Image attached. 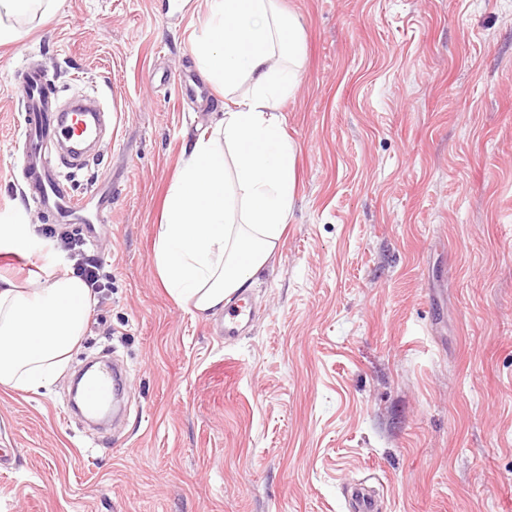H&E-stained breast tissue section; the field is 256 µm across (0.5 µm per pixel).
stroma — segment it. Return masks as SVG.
<instances>
[{
  "instance_id": "obj_1",
  "label": "stroma",
  "mask_w": 512,
  "mask_h": 512,
  "mask_svg": "<svg viewBox=\"0 0 512 512\" xmlns=\"http://www.w3.org/2000/svg\"><path fill=\"white\" fill-rule=\"evenodd\" d=\"M65 0L0 46V225L45 226L14 163L17 71L112 111L78 199L112 190L95 242L108 287L55 382L0 389V512H512V0H278L303 29L284 103L297 192L233 341L163 287L153 246L187 143L224 94L197 75L203 0ZM73 233L0 242L19 283L74 267ZM129 370L105 435L69 408L84 364Z\"/></svg>"
}]
</instances>
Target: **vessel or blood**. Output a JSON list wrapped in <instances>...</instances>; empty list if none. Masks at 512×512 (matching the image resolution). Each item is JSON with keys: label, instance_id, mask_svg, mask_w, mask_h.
<instances>
[{"label": "vessel or blood", "instance_id": "b4317fda", "mask_svg": "<svg viewBox=\"0 0 512 512\" xmlns=\"http://www.w3.org/2000/svg\"><path fill=\"white\" fill-rule=\"evenodd\" d=\"M22 104L29 118L24 128V148L16 166L25 177L27 196L40 207L48 220L55 224L81 225L87 237L98 234L99 224L112 215V193L103 191L97 199L98 216L89 221L84 207L72 192L71 187L57 174L48 155L51 144L74 142L80 137L79 125L82 115L100 114L98 102H84L73 107L62 108L57 93L48 85L43 69L33 65L21 73L19 83ZM245 297H238L224 309L223 334L231 339L238 336L246 319H249ZM117 371L112 365L88 384L85 401L89 409H97L107 402L116 386Z\"/></svg>", "mask_w": 512, "mask_h": 512}]
</instances>
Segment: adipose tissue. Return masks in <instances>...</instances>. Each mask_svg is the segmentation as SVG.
Instances as JSON below:
<instances>
[{
  "label": "adipose tissue",
  "instance_id": "adipose-tissue-1",
  "mask_svg": "<svg viewBox=\"0 0 512 512\" xmlns=\"http://www.w3.org/2000/svg\"><path fill=\"white\" fill-rule=\"evenodd\" d=\"M64 0H0V44L27 19L47 22ZM193 40L201 75L224 90V116L190 141L165 203L154 263L169 294L195 316L247 293L276 251L297 188L295 150L283 135V99L299 84L302 26L276 0H207ZM70 273L28 286L0 279V388L37 392L68 365L94 312Z\"/></svg>",
  "mask_w": 512,
  "mask_h": 512
}]
</instances>
